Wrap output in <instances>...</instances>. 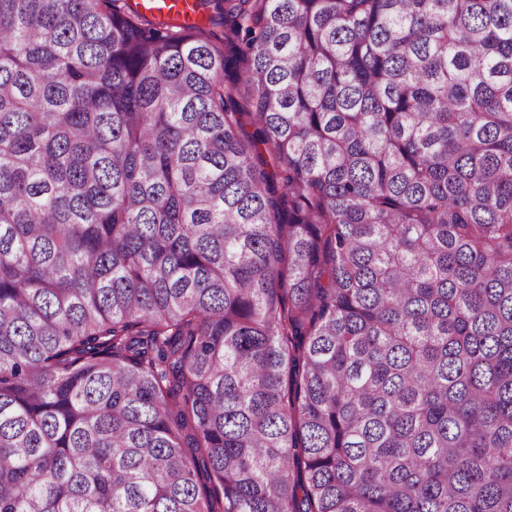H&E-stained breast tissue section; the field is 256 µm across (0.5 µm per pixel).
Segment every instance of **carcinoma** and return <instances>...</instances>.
Returning a JSON list of instances; mask_svg holds the SVG:
<instances>
[{"mask_svg": "<svg viewBox=\"0 0 512 512\" xmlns=\"http://www.w3.org/2000/svg\"><path fill=\"white\" fill-rule=\"evenodd\" d=\"M194 5L0 0V512H512V0Z\"/></svg>", "mask_w": 512, "mask_h": 512, "instance_id": "carcinoma-1", "label": "carcinoma"}]
</instances>
